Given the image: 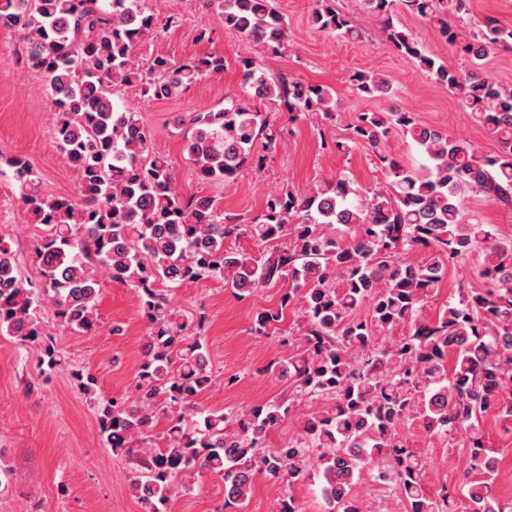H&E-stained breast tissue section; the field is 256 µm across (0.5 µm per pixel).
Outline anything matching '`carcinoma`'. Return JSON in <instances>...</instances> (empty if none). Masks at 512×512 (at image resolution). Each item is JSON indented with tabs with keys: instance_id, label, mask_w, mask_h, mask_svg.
I'll use <instances>...</instances> for the list:
<instances>
[{
	"instance_id": "cac0c4a2",
	"label": "carcinoma",
	"mask_w": 512,
	"mask_h": 512,
	"mask_svg": "<svg viewBox=\"0 0 512 512\" xmlns=\"http://www.w3.org/2000/svg\"><path fill=\"white\" fill-rule=\"evenodd\" d=\"M364 11L397 53L414 60L445 87L498 143L483 154L413 112H360L337 150L373 149L385 185L362 187L345 175L320 180L305 192L268 196L264 214L249 224L228 216L213 197L184 196L175 188L168 156L151 150L136 113L112 99L116 86H139L149 99L172 98L205 76L224 71V57L173 64L156 57L139 67L136 48L157 31L144 0H0V25L24 32L27 64L44 74L55 105V135L77 173L79 197L48 198L22 156L9 160L21 197L46 235L35 250L43 287L23 281L11 247L0 242V331L45 348L41 297L55 316L79 333L99 326V274L134 288L151 326L138 373V404L97 393L89 373H76L93 404L100 431L116 455L134 465L133 493L143 512H167L179 474L207 471L224 482V503L242 504L256 474L291 485L316 476L327 512H363L355 486L368 471L392 486L407 512H455L451 493L430 494L424 462L404 444L399 425L417 413L426 431L468 434L469 467L462 472L469 512H500L492 491L498 476L480 432L488 412L512 421V239L490 224L465 217V200L481 194L512 205V87L482 71L495 50L512 49V28L495 19L469 32L468 0H360ZM224 28L276 52L288 36L285 17L271 0H205ZM428 22L457 47L470 69L448 67L427 51L398 19L399 9ZM311 24L352 41L363 31L331 0H314ZM241 96L189 119L184 152L205 180H236L258 164L254 145L272 147L283 130L260 105L282 107L291 118L317 112L334 121L342 106L333 90L272 73L251 57L240 59ZM350 82L369 97H386L385 74L356 71ZM400 132L425 163L406 166L380 150ZM250 236L268 246L258 255L226 247ZM433 254L415 264L418 248ZM481 258L485 288H462L435 321L424 302L439 287L451 262ZM221 280L246 297L278 282L291 287L277 306L257 313L254 332L275 333L288 306L301 304L298 357H277L266 371L288 377L294 396L254 405L237 414L197 410L213 384L204 343L178 322L168 292L202 279ZM410 332L385 345L381 335L400 324ZM452 368H447L448 358ZM302 396L327 402L308 415L294 441L268 446V433L288 419ZM166 420L164 446L148 442Z\"/></svg>"
}]
</instances>
